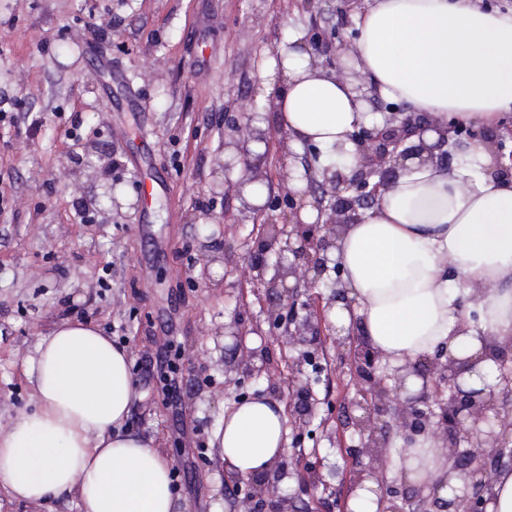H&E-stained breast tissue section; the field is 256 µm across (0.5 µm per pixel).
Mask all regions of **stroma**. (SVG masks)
Here are the masks:
<instances>
[{
    "instance_id": "35a3bbf8",
    "label": "stroma",
    "mask_w": 512,
    "mask_h": 512,
    "mask_svg": "<svg viewBox=\"0 0 512 512\" xmlns=\"http://www.w3.org/2000/svg\"><path fill=\"white\" fill-rule=\"evenodd\" d=\"M353 0H0V425L31 401L22 359L63 318L99 326L126 347L142 394L126 426L155 438L171 459L186 512H258L245 480L209 446L225 399L276 395L300 346L268 320L244 258L257 228L239 223V185L224 168V112L255 102L264 53L289 26H318L353 43ZM250 162L289 172L276 113ZM95 136L109 175L70 158ZM159 181L143 199L140 172ZM224 262L213 278L215 259ZM261 327V376L236 374L224 327ZM323 321L305 369L314 416L291 423L276 498L294 512H340L353 492L360 439L345 426L357 389L348 351ZM178 364L177 398L158 367ZM301 458L294 467L293 458ZM317 485L305 486L301 475Z\"/></svg>"
}]
</instances>
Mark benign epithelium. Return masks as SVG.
<instances>
[{
	"label": "benign epithelium",
	"instance_id": "obj_1",
	"mask_svg": "<svg viewBox=\"0 0 512 512\" xmlns=\"http://www.w3.org/2000/svg\"><path fill=\"white\" fill-rule=\"evenodd\" d=\"M311 48L318 56L325 57L323 65L336 67L330 55L328 44L315 31L311 34ZM228 129L233 133V145L240 148L243 163H248L245 139L234 137L244 128H249L251 117L247 112L238 116L224 113ZM430 123L414 115L401 116L391 113L389 125L380 131L357 132L352 135L357 146L355 165L345 172L339 168L323 179L309 176L312 183H319L322 196L314 198L313 206L319 217L314 224L300 221L298 214L310 191H298L283 186L281 203L288 209V222L278 224L268 220L259 224L254 244L248 251L247 261L250 270L256 273L257 284L266 293L275 294L287 302L288 315L295 323L289 335L298 342H307L306 333L311 320L323 318L321 310L309 303H298V287L315 288L330 271L329 250L334 247L336 235L346 224L355 221L358 209L367 207L378 200L380 191L386 187L397 173V162L409 154L426 152L430 158L442 163H451L453 154L443 150L445 146L458 147L467 141L479 139L490 144L496 157L495 174L512 178V155L504 153L502 135L472 127L450 125L440 131L439 140L428 145L423 134ZM418 137L415 145L408 144ZM83 150L73 155L75 163L88 169L106 171L112 164L107 152L91 139L77 143ZM275 262H270V259ZM273 269L271 277H266L268 269ZM296 280L294 287L286 286V280ZM308 314L301 317L299 310ZM231 336L242 353V360L225 362V373L246 370L252 374H262L265 365H256L255 359H263L262 350L246 345L249 330L234 322ZM334 343L349 346V355L359 379V398L352 405L362 414L351 418V424L361 441L362 454L369 463L356 473V483L371 478L375 464L386 454L387 431L380 426L381 418L394 419L398 435L405 440L416 436L431 438L440 447L448 449V471L435 481H423L418 488L426 495L419 496L424 512H486L491 501L489 491L496 470L497 458L506 455V447L512 443V414L505 411V403L512 398V379L495 386L482 389H467L463 377L472 371L476 360L456 358L438 354L424 361L406 367L409 374L424 380L422 388L413 394H403L405 376L394 373L375 374L380 360L379 354L368 343L350 332L337 335ZM316 399L310 384L305 383L289 394V411L306 420L314 415ZM458 477L464 488L472 493L455 494L448 499L437 495L439 486L447 480Z\"/></svg>",
	"mask_w": 512,
	"mask_h": 512
}]
</instances>
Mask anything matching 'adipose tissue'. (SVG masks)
Listing matches in <instances>:
<instances>
[{"label":"adipose tissue","mask_w":512,"mask_h":512,"mask_svg":"<svg viewBox=\"0 0 512 512\" xmlns=\"http://www.w3.org/2000/svg\"><path fill=\"white\" fill-rule=\"evenodd\" d=\"M355 17L346 76L323 67L300 27L262 64L259 110L277 112L290 153L310 155V165H293V188H305L309 170H323L328 158L354 163L352 134L386 125L372 100L428 118L429 144L448 125L493 127L512 112V9L360 0ZM494 170L481 140L449 166L408 156L330 250L348 301L329 318L339 330L358 326L388 371L443 349L475 359L466 387L497 384L484 345L512 340V180ZM131 367L127 349L90 323L65 320L39 336L22 362L31 404L0 428V507L53 501L78 512H182L171 461L154 439L123 428L139 397ZM289 432L284 402L231 399L209 445L229 472L257 476L286 454ZM443 462L438 445L420 436L389 475L419 483Z\"/></svg>","instance_id":"1"}]
</instances>
